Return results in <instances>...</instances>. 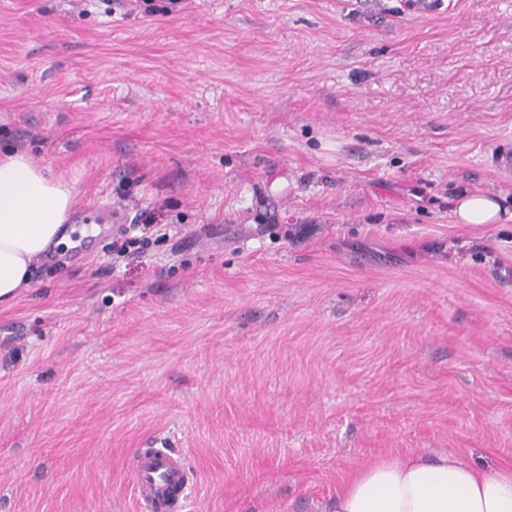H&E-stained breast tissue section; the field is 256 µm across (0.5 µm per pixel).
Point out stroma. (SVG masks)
I'll use <instances>...</instances> for the list:
<instances>
[{
	"mask_svg": "<svg viewBox=\"0 0 512 512\" xmlns=\"http://www.w3.org/2000/svg\"><path fill=\"white\" fill-rule=\"evenodd\" d=\"M512 0H0V151L68 221L0 304V512H334L410 452L512 468ZM144 252L116 258L128 224ZM490 166L504 176L512 175V142L501 141L488 157ZM505 215L496 198L482 193L465 192L453 206L454 222L457 224H502L512 220V213ZM127 472L140 510L178 512L181 493L189 484L185 458L167 448H143Z\"/></svg>",
	"mask_w": 512,
	"mask_h": 512,
	"instance_id": "1",
	"label": "stroma"
}]
</instances>
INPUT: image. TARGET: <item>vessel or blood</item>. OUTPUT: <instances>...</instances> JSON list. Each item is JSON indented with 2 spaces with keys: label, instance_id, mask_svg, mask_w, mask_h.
Returning a JSON list of instances; mask_svg holds the SVG:
<instances>
[{
  "label": "vessel or blood",
  "instance_id": "obj_1",
  "mask_svg": "<svg viewBox=\"0 0 512 512\" xmlns=\"http://www.w3.org/2000/svg\"><path fill=\"white\" fill-rule=\"evenodd\" d=\"M488 162L502 175L511 176L512 142H499ZM127 472L141 512H181V494L189 483L181 454L166 448H143L135 454Z\"/></svg>",
  "mask_w": 512,
  "mask_h": 512
}]
</instances>
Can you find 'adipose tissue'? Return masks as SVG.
<instances>
[{"label": "adipose tissue", "mask_w": 512, "mask_h": 512, "mask_svg": "<svg viewBox=\"0 0 512 512\" xmlns=\"http://www.w3.org/2000/svg\"><path fill=\"white\" fill-rule=\"evenodd\" d=\"M71 188L17 152L0 154V303L30 287L33 263L70 245ZM458 224H500L498 200L463 193ZM335 512H512V470H476L448 456L410 453L364 467L343 481Z\"/></svg>", "instance_id": "obj_1"}]
</instances>
